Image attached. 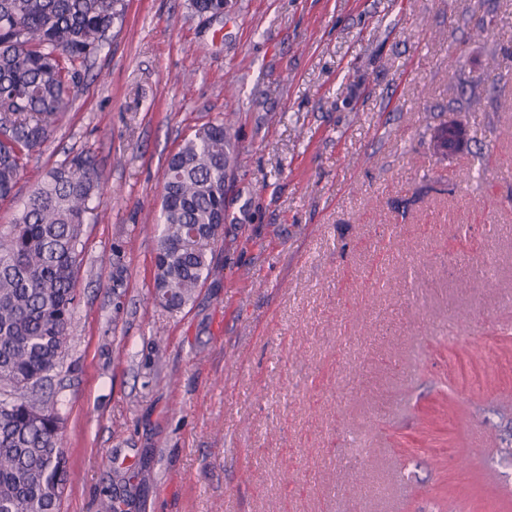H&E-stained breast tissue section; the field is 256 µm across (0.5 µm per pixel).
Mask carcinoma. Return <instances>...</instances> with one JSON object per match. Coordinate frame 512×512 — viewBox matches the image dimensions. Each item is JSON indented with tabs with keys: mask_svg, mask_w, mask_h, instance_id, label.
<instances>
[{
	"mask_svg": "<svg viewBox=\"0 0 512 512\" xmlns=\"http://www.w3.org/2000/svg\"><path fill=\"white\" fill-rule=\"evenodd\" d=\"M126 9L127 0H0V201L51 138L79 67ZM232 116L198 127L164 170L151 291L164 309L189 304L213 272L224 164L237 162ZM101 194L95 155L82 151L53 166L0 228V512H58L65 418L47 386L63 370L82 238Z\"/></svg>",
	"mask_w": 512,
	"mask_h": 512,
	"instance_id": "1",
	"label": "carcinoma"
}]
</instances>
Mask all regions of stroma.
<instances>
[{"label": "stroma", "instance_id": "35a3bbf8", "mask_svg": "<svg viewBox=\"0 0 512 512\" xmlns=\"http://www.w3.org/2000/svg\"><path fill=\"white\" fill-rule=\"evenodd\" d=\"M72 96L0 201L97 157L59 512H512V0H130ZM227 112L215 272L171 312L164 167Z\"/></svg>", "mask_w": 512, "mask_h": 512}]
</instances>
